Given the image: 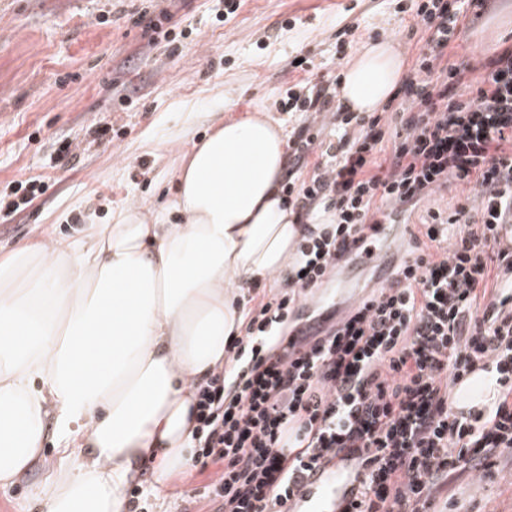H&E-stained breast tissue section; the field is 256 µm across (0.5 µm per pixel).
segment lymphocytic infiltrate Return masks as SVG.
I'll list each match as a JSON object with an SVG mask.
<instances>
[{
	"label": "lymphocytic infiltrate",
	"mask_w": 512,
	"mask_h": 512,
	"mask_svg": "<svg viewBox=\"0 0 512 512\" xmlns=\"http://www.w3.org/2000/svg\"><path fill=\"white\" fill-rule=\"evenodd\" d=\"M486 0H411L397 12L426 49L378 112H345L340 73L289 85L305 113L288 139V203L307 231L287 279L262 294L231 363L197 385L195 459L214 466V512H273L302 500L341 452L356 455V501L345 512H448L451 474L478 480L512 462V45L481 80L444 64L470 12ZM332 113L337 140L311 127ZM464 183L453 210L429 211L389 287L315 336L304 309L372 224H398L426 196ZM492 374L489 411L457 412L451 387Z\"/></svg>",
	"instance_id": "1"
}]
</instances>
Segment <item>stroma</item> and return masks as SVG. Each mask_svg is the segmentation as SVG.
Instances as JSON below:
<instances>
[{"label":"stroma","instance_id":"stroma-1","mask_svg":"<svg viewBox=\"0 0 512 512\" xmlns=\"http://www.w3.org/2000/svg\"><path fill=\"white\" fill-rule=\"evenodd\" d=\"M168 12L174 44L148 47L135 20ZM356 19L357 45L393 41L407 63L424 44L392 0H0V197L14 200L17 180L50 176L52 186L26 209L0 218V258L47 236H71L85 224H108L131 199L160 210L177 189L183 153L220 120L259 110L285 130L298 114L279 109L291 62L312 59L314 76L335 67L336 24ZM512 42V0H489L465 21L448 61L480 67L502 41ZM132 105H122L124 96ZM111 126L112 141L95 139ZM77 146L60 161L59 142ZM399 229L381 267L350 264L330 287L337 316L394 273L407 239ZM43 461L0 487V512H43L44 487L58 463L53 438ZM207 475L182 469L163 489L142 470L126 494L128 512H207ZM462 512H512V466L492 480L448 479Z\"/></svg>","mask_w":512,"mask_h":512}]
</instances>
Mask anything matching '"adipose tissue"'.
<instances>
[{"label": "adipose tissue", "mask_w": 512, "mask_h": 512, "mask_svg": "<svg viewBox=\"0 0 512 512\" xmlns=\"http://www.w3.org/2000/svg\"><path fill=\"white\" fill-rule=\"evenodd\" d=\"M392 44L348 63L341 101L372 112L399 83ZM287 136L264 113L220 121L186 153L169 201L50 236L0 260V486L60 463L44 512H127L141 466L164 488L197 445L193 383L223 369L255 284L286 274L305 227L283 195Z\"/></svg>", "instance_id": "obj_1"}]
</instances>
